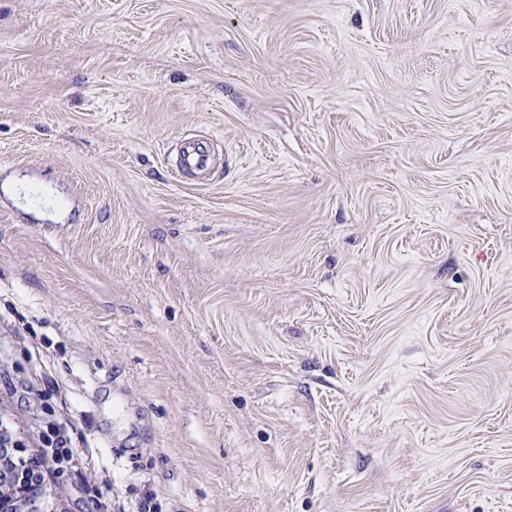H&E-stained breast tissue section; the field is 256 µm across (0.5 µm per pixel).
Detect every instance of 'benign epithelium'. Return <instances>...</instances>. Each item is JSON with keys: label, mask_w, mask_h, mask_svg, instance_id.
<instances>
[{"label": "benign epithelium", "mask_w": 512, "mask_h": 512, "mask_svg": "<svg viewBox=\"0 0 512 512\" xmlns=\"http://www.w3.org/2000/svg\"><path fill=\"white\" fill-rule=\"evenodd\" d=\"M18 435L0 427V512H54L55 493L39 479L37 459L25 455Z\"/></svg>", "instance_id": "7a95c632"}]
</instances>
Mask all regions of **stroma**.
<instances>
[{
    "label": "stroma",
    "mask_w": 512,
    "mask_h": 512,
    "mask_svg": "<svg viewBox=\"0 0 512 512\" xmlns=\"http://www.w3.org/2000/svg\"><path fill=\"white\" fill-rule=\"evenodd\" d=\"M0 420L58 512H512V0H0ZM210 159V147L206 142L189 140L181 148L175 169L178 174L204 171L209 168ZM71 425L68 421H59L54 426L52 431V437L48 438L46 442L47 448H56L54 453V457L52 455V460L61 461L63 458H66L68 461L72 459V453L70 446V437H69V429Z\"/></svg>",
    "instance_id": "obj_1"
}]
</instances>
